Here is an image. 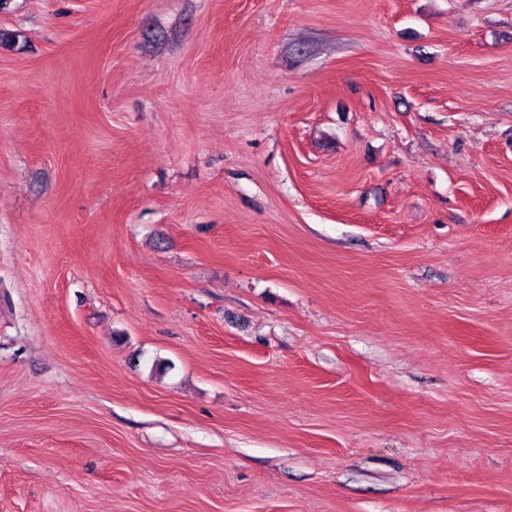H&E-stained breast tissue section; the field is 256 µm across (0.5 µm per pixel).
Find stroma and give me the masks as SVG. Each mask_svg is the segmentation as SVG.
I'll use <instances>...</instances> for the list:
<instances>
[{"label":"stroma","mask_w":512,"mask_h":512,"mask_svg":"<svg viewBox=\"0 0 512 512\" xmlns=\"http://www.w3.org/2000/svg\"><path fill=\"white\" fill-rule=\"evenodd\" d=\"M0 29V512H512V0Z\"/></svg>","instance_id":"obj_1"}]
</instances>
